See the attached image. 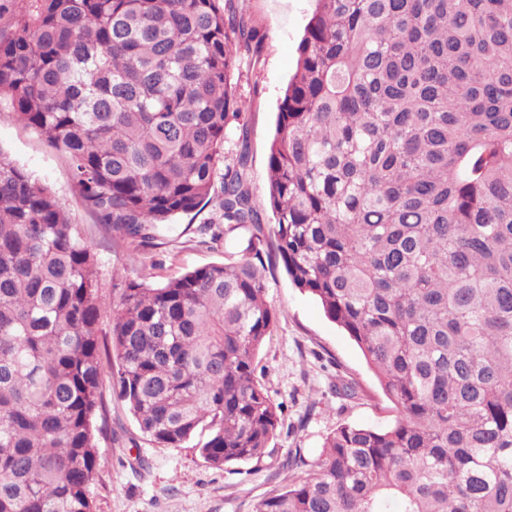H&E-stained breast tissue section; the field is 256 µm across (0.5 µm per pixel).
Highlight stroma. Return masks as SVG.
<instances>
[{
  "label": "stroma",
  "instance_id": "1",
  "mask_svg": "<svg viewBox=\"0 0 512 512\" xmlns=\"http://www.w3.org/2000/svg\"><path fill=\"white\" fill-rule=\"evenodd\" d=\"M239 6L263 36L258 61L242 57L235 75L237 93L249 104L254 202L263 207L269 143L315 0H239ZM0 150L51 186L72 223L94 241L104 295H118L129 279L146 275L160 282L229 258L223 241L200 231L216 218L210 206L160 226L154 246L131 255L129 245L113 238L85 208L73 188L67 155L17 122L4 105ZM266 299L277 320L258 355V374L273 402L282 407V427L270 448L261 458L215 469L201 457L199 438L179 448L157 447L139 431L121 402L109 400L110 426L99 438V478L92 488L96 512H254L260 499L304 477V469L289 467V451L301 450L311 462L339 425L385 428L394 423L397 411L360 349L325 316L314 297L292 284L283 268L269 275ZM340 372L358 382V397L337 394L334 384Z\"/></svg>",
  "mask_w": 512,
  "mask_h": 512
}]
</instances>
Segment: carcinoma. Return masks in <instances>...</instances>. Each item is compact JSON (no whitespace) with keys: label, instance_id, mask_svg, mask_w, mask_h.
<instances>
[{"label":"carcinoma","instance_id":"cac0c4a2","mask_svg":"<svg viewBox=\"0 0 512 512\" xmlns=\"http://www.w3.org/2000/svg\"><path fill=\"white\" fill-rule=\"evenodd\" d=\"M27 2L0 26V103L68 154L98 223L144 247L211 205L237 258L111 302L95 244L0 153V512H95L107 372L152 442L262 457L275 263L398 416L338 426L255 512H512V0H315L268 229L234 83L263 36L235 0Z\"/></svg>","mask_w":512,"mask_h":512}]
</instances>
